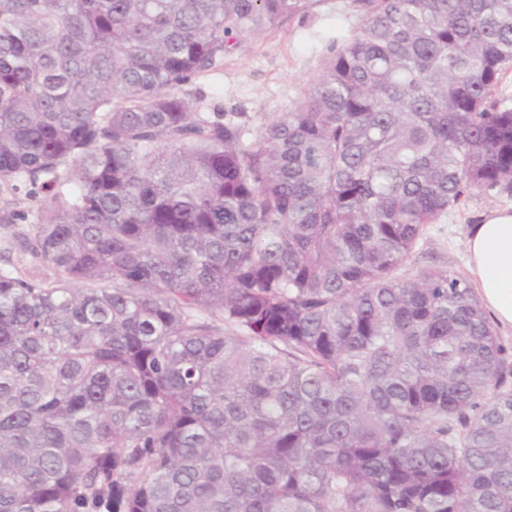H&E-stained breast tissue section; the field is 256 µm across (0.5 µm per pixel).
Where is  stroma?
Wrapping results in <instances>:
<instances>
[{
	"label": "stroma",
	"mask_w": 512,
	"mask_h": 512,
	"mask_svg": "<svg viewBox=\"0 0 512 512\" xmlns=\"http://www.w3.org/2000/svg\"><path fill=\"white\" fill-rule=\"evenodd\" d=\"M362 15L357 0H315L275 31L246 41L217 70L196 78L191 90L201 93L211 110L245 112L256 120L285 111L320 72L331 46L348 37ZM503 208L512 209V195L490 190L441 216L420 239L406 273L443 266L470 278L468 231L483 215Z\"/></svg>",
	"instance_id": "stroma-1"
}]
</instances>
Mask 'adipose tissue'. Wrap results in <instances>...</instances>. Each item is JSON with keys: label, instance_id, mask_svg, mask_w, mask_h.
I'll return each mask as SVG.
<instances>
[{"label": "adipose tissue", "instance_id": "1", "mask_svg": "<svg viewBox=\"0 0 512 512\" xmlns=\"http://www.w3.org/2000/svg\"><path fill=\"white\" fill-rule=\"evenodd\" d=\"M473 282L495 322L512 329V210L496 209L467 236Z\"/></svg>", "mask_w": 512, "mask_h": 512}]
</instances>
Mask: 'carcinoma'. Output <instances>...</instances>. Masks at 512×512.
Instances as JSON below:
<instances>
[{"mask_svg": "<svg viewBox=\"0 0 512 512\" xmlns=\"http://www.w3.org/2000/svg\"><path fill=\"white\" fill-rule=\"evenodd\" d=\"M358 2L253 126L185 86L311 0H0V512H512L507 349L399 273L512 194V0ZM38 196L36 201L26 199L24 196H18L19 200L16 201L17 205L15 208L25 211L27 214L26 221L19 224H0V254L2 257H9L17 266L23 263L27 267L31 264V259L29 257H22L10 250L13 234L18 231L33 232L34 224H37V219L40 215L39 210L42 204H44L40 200H44L47 194L39 192ZM19 260H22V262L20 263Z\"/></svg>", "mask_w": 512, "mask_h": 512, "instance_id": "1", "label": "carcinoma"}]
</instances>
